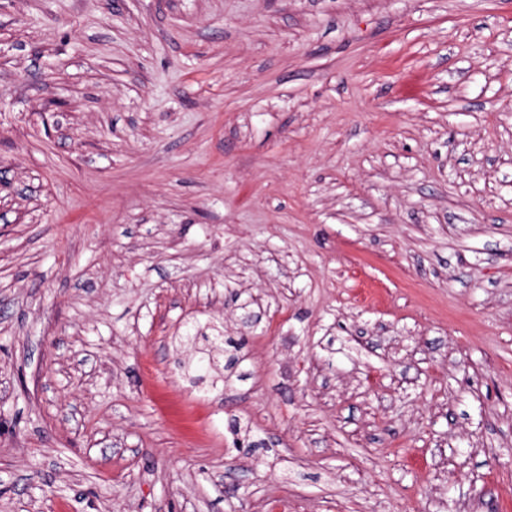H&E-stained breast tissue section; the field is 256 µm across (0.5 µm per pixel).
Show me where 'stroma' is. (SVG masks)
Here are the masks:
<instances>
[{
  "label": "stroma",
  "instance_id": "stroma-1",
  "mask_svg": "<svg viewBox=\"0 0 512 512\" xmlns=\"http://www.w3.org/2000/svg\"><path fill=\"white\" fill-rule=\"evenodd\" d=\"M0 512H512V0H0Z\"/></svg>",
  "mask_w": 512,
  "mask_h": 512
}]
</instances>
